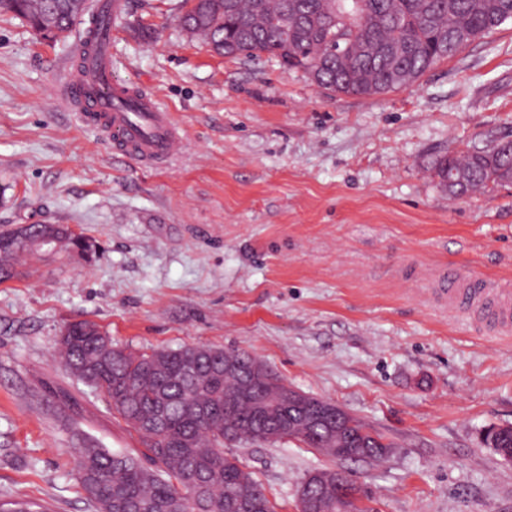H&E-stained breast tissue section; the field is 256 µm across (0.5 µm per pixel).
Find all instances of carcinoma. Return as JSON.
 I'll return each instance as SVG.
<instances>
[{"label":"carcinoma","instance_id":"cac0c4a2","mask_svg":"<svg viewBox=\"0 0 512 512\" xmlns=\"http://www.w3.org/2000/svg\"><path fill=\"white\" fill-rule=\"evenodd\" d=\"M181 25L224 56L277 58L336 95L378 96L415 83L427 70L512 21V0H186ZM0 10L41 34L68 37L86 0H0ZM439 184L462 196L512 180V141H499L434 164ZM57 245L86 258L65 224H46ZM16 246L0 259V283L15 276ZM58 342L64 367L93 388L138 435L148 464L104 448L79 449L78 480L94 512H275L264 488L224 443L285 439L338 459L378 461L391 444L343 412L332 427L312 425L310 409L278 393L279 378L239 350L189 346L122 352L98 339L92 321L67 325ZM315 470L300 512H362L349 480Z\"/></svg>","mask_w":512,"mask_h":512}]
</instances>
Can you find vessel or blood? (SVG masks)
Instances as JSON below:
<instances>
[{
	"label": "vessel or blood",
	"instance_id": "1",
	"mask_svg": "<svg viewBox=\"0 0 512 512\" xmlns=\"http://www.w3.org/2000/svg\"><path fill=\"white\" fill-rule=\"evenodd\" d=\"M99 45L68 77V98L82 123L106 133L117 153L139 161L178 155L185 135L158 99L112 76V7L100 0ZM449 310L476 311L495 331H512V291L489 279L467 278L436 290Z\"/></svg>",
	"mask_w": 512,
	"mask_h": 512
}]
</instances>
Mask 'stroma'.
<instances>
[{"label":"stroma","mask_w":512,"mask_h":512,"mask_svg":"<svg viewBox=\"0 0 512 512\" xmlns=\"http://www.w3.org/2000/svg\"><path fill=\"white\" fill-rule=\"evenodd\" d=\"M112 74L154 93L185 152L147 167L59 103L77 35L0 13V229L66 224L98 251L23 261L0 283V501L92 512L78 448L138 434L55 357L69 323L132 351L213 346L263 360L392 443L378 462L232 444L276 512L342 470L374 512H512V334L440 305L461 270L512 289V182L449 197L453 151L512 140V23L380 96L335 95L276 59L189 39L184 0H119Z\"/></svg>","instance_id":"35a3bbf8"}]
</instances>
